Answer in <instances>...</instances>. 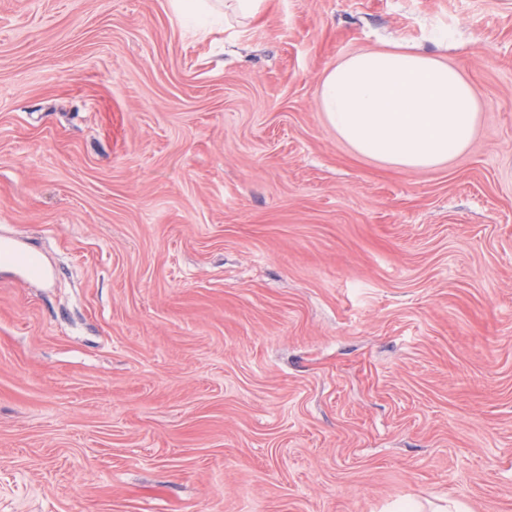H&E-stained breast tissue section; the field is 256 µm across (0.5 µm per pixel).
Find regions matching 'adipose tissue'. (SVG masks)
Listing matches in <instances>:
<instances>
[{"mask_svg":"<svg viewBox=\"0 0 512 512\" xmlns=\"http://www.w3.org/2000/svg\"><path fill=\"white\" fill-rule=\"evenodd\" d=\"M318 105L354 151L406 170L466 149L479 118L457 68L400 41L339 59L321 80Z\"/></svg>","mask_w":512,"mask_h":512,"instance_id":"adipose-tissue-1","label":"adipose tissue"}]
</instances>
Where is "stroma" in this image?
<instances>
[{
  "label": "stroma",
  "mask_w": 512,
  "mask_h": 512,
  "mask_svg": "<svg viewBox=\"0 0 512 512\" xmlns=\"http://www.w3.org/2000/svg\"><path fill=\"white\" fill-rule=\"evenodd\" d=\"M467 150L318 107L392 41ZM0 512H512V0H0ZM178 11L182 14L185 22L191 26L204 28L208 22L202 4L198 0H175ZM265 0H224V19L232 17L240 27H245L259 14ZM318 105L354 151L406 170L466 149L479 118L473 88L457 68L401 41L336 61L321 80Z\"/></svg>",
  "instance_id": "stroma-1"
}]
</instances>
